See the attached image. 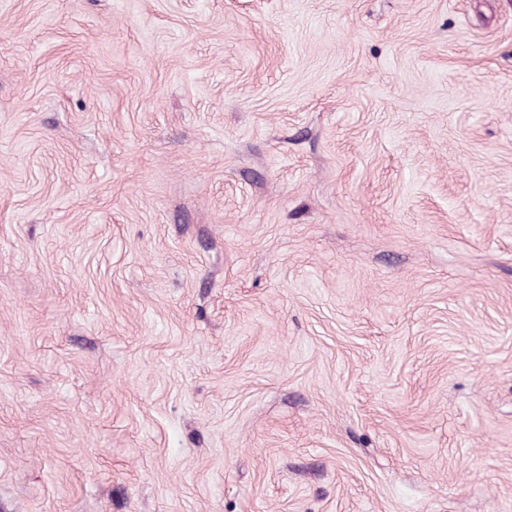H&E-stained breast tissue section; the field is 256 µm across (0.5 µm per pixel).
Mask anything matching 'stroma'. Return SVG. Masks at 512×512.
<instances>
[{
  "label": "stroma",
  "mask_w": 512,
  "mask_h": 512,
  "mask_svg": "<svg viewBox=\"0 0 512 512\" xmlns=\"http://www.w3.org/2000/svg\"><path fill=\"white\" fill-rule=\"evenodd\" d=\"M0 512H512V0H0Z\"/></svg>",
  "instance_id": "1"
}]
</instances>
